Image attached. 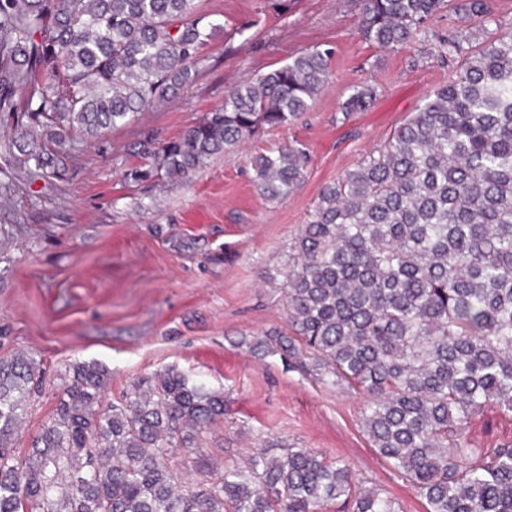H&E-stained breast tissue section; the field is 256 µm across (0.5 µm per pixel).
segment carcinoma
<instances>
[{"label":"carcinoma","instance_id":"carcinoma-1","mask_svg":"<svg viewBox=\"0 0 512 512\" xmlns=\"http://www.w3.org/2000/svg\"><path fill=\"white\" fill-rule=\"evenodd\" d=\"M449 5L478 35L441 38L448 81L321 189L291 245L287 329L239 344L362 395L371 447L427 512H512V442L468 437L472 416L512 415V31L490 0H362L361 33L394 50ZM219 28L195 0H0V112L17 133L4 148L57 174L72 134L99 137L192 83ZM329 56L304 52L239 85L126 179L186 178L297 119L326 87ZM374 96L358 86L341 112ZM307 161L298 145L260 153L253 181L281 201ZM38 375L23 354L0 357V512H401L311 448L260 449L190 482L179 457L224 421V393L175 367L107 401L106 368L74 364L52 420L19 452Z\"/></svg>","mask_w":512,"mask_h":512}]
</instances>
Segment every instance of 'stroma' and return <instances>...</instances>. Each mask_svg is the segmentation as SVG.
<instances>
[{"instance_id":"stroma-1","label":"stroma","mask_w":512,"mask_h":512,"mask_svg":"<svg viewBox=\"0 0 512 512\" xmlns=\"http://www.w3.org/2000/svg\"><path fill=\"white\" fill-rule=\"evenodd\" d=\"M219 23L192 84L138 112L96 140L73 138L66 169L45 177L5 152L13 131L0 123V356L41 365L13 446L29 448L51 420L78 362L111 376L106 398L169 367L224 393V420L188 454L193 480L217 478L264 444L312 448L349 463L360 483L426 512L425 500L381 458L360 425L362 398L326 388L241 338L287 326L284 273L290 246L320 190L387 142L420 99L448 79L432 51L460 27L444 17L401 49L361 37L358 0H196ZM331 49L326 88L308 112L214 156L188 178L134 185L126 170L150 165L151 148L176 139L224 104L241 82L303 51ZM374 86L363 112L342 116L356 86ZM309 163L287 199L272 201L252 182V161L291 142Z\"/></svg>"}]
</instances>
